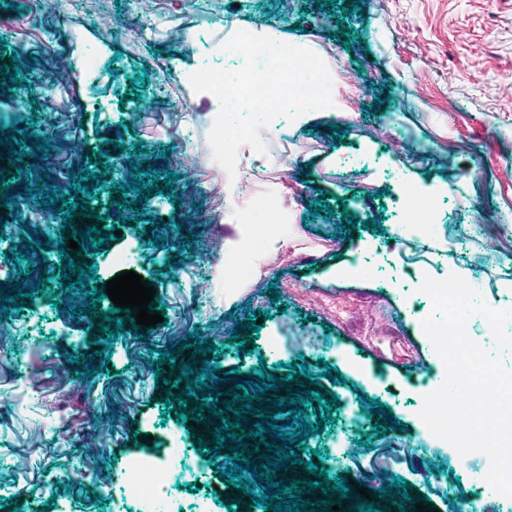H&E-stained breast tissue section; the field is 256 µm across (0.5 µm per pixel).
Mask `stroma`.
Returning a JSON list of instances; mask_svg holds the SVG:
<instances>
[{
	"instance_id": "1",
	"label": "stroma",
	"mask_w": 512,
	"mask_h": 512,
	"mask_svg": "<svg viewBox=\"0 0 512 512\" xmlns=\"http://www.w3.org/2000/svg\"><path fill=\"white\" fill-rule=\"evenodd\" d=\"M351 2L327 8L295 0L281 16L278 0H155L145 30L136 0H102L109 14L128 22L117 35L81 6L34 15L27 0H0V124L34 131L22 134L20 155L0 151L11 172L9 202L0 209V266L29 242V213L62 217V209L39 206L26 190L31 181L48 177L50 187L65 193L75 173L99 174L97 228L119 229L121 237L75 262L94 263L92 289L124 271L142 275L168 319L140 338L128 322L116 339L100 338L98 319L84 310L86 297L67 293L56 278L61 235L31 253V261H46V292L0 317L8 336L0 347V499H16L20 512H115L129 458L156 453L177 433L188 458L197 459L198 440L212 441L218 418L207 416L204 431L189 435L188 424L163 411L165 383L177 380V372L166 371L158 383L147 364L148 348L167 349L196 332L216 346L209 367L245 380L262 367L283 377L290 363L307 367L317 391L336 394L330 424L308 437L300 463L279 479L305 478L303 463L315 460L329 478L354 480L373 495L374 474L405 478L406 512L424 501L437 512H512V501L470 484L488 472V458L460 459L418 416L424 395L446 376L422 327L432 311L418 290L424 276L482 280L488 306L512 309V0H389L383 16L373 0H361L358 13L349 11ZM240 28L311 49L344 76L360 108L313 110L273 127L266 154L243 149L236 175L218 177L208 137L219 102L195 92L190 77L207 65L236 70L223 46ZM20 51L25 57L11 87L2 67ZM62 66L71 74L63 88L56 84ZM55 112L70 113L71 122L47 126ZM398 131L407 140L395 149ZM41 143L50 152H39ZM424 144L426 156L419 153ZM102 149L107 156L99 166L94 159ZM181 151L193 160L191 173L171 161ZM133 157L172 172L174 195L153 190L140 211L120 210L114 186L127 181ZM286 179L301 190L289 209L281 199ZM190 192L199 205L185 214L179 197ZM411 196L432 201L437 213L425 228L432 256L422 265L406 259L397 235ZM325 205L333 216L320 215ZM109 213L122 214V221L104 222ZM259 220L287 226L288 238L258 256L261 275L225 302L224 262L208 259L197 227L209 224L231 238L237 225ZM350 221L354 229L339 236V226ZM155 236L160 244H152ZM480 249L492 250L497 264L468 262L466 252ZM11 267L23 277L24 264ZM210 267L212 288L195 290L198 272ZM272 285L278 297H271ZM261 310L271 317L249 355H240L229 342L233 329L247 327ZM37 340L47 350L34 382L29 348ZM98 346L105 355L95 354ZM83 353L107 372L77 376L70 362ZM329 368L340 379L327 378ZM30 385L59 431L46 433L45 446L26 449L27 465L18 472L17 438L34 427V413L19 401ZM376 403L390 409L394 429L375 433ZM105 417L112 439L96 483L85 475L82 440ZM138 435L146 443L135 444ZM227 464L218 455L216 465L195 475V488H173L185 512H263L228 492L215 472Z\"/></svg>"
}]
</instances>
